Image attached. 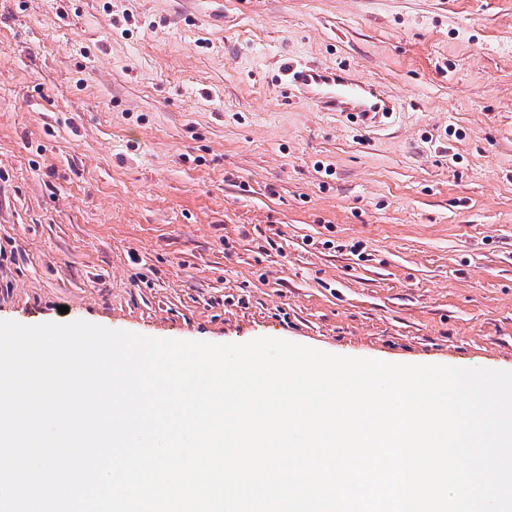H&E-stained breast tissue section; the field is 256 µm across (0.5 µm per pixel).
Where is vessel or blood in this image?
Returning <instances> with one entry per match:
<instances>
[{"label":"vessel or blood","instance_id":"1","mask_svg":"<svg viewBox=\"0 0 512 512\" xmlns=\"http://www.w3.org/2000/svg\"><path fill=\"white\" fill-rule=\"evenodd\" d=\"M294 81L307 99L332 112L354 113L372 123L393 112L395 102L379 87L352 76L347 70L314 67L299 71Z\"/></svg>","mask_w":512,"mask_h":512}]
</instances>
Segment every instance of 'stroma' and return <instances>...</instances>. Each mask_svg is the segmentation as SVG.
I'll use <instances>...</instances> for the list:
<instances>
[{"label":"stroma","mask_w":512,"mask_h":512,"mask_svg":"<svg viewBox=\"0 0 512 512\" xmlns=\"http://www.w3.org/2000/svg\"><path fill=\"white\" fill-rule=\"evenodd\" d=\"M0 320L512 371V0H0ZM301 94L332 112H353L364 123H374L393 112L395 102L379 87L352 76L345 69L314 67L294 75Z\"/></svg>","instance_id":"1"}]
</instances>
